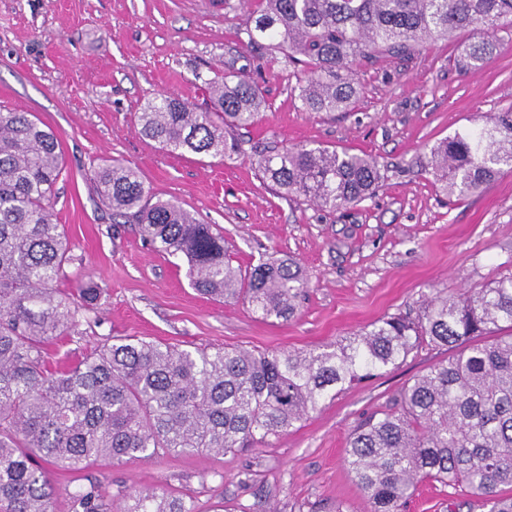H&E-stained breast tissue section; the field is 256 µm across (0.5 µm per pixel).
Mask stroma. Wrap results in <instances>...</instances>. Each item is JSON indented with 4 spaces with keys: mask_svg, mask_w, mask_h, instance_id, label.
Instances as JSON below:
<instances>
[{
    "mask_svg": "<svg viewBox=\"0 0 512 512\" xmlns=\"http://www.w3.org/2000/svg\"><path fill=\"white\" fill-rule=\"evenodd\" d=\"M253 0H0V111L31 112L58 136L65 172L53 201L72 263L63 287L94 280L101 294L78 328L50 352L64 362L113 337L179 348L302 351L335 342L395 313L417 309L433 290L459 295L512 275V172L449 198L423 168L430 146L512 108V26L482 66L463 65L480 30L438 40L409 57L355 64L348 111H303L296 77L278 55L249 48L237 27ZM253 73L267 107L241 150L212 158L170 154L145 137L137 114L168 92L203 105L205 83L228 64ZM324 145L367 155L385 170L372 199L327 212L282 196L253 164L267 147ZM139 172L154 198L172 201L224 236L239 269L273 255L298 259L309 295L288 321L262 320L242 303L199 295L174 258L146 244L135 225L101 202L92 171L112 161ZM452 352L423 345L382 375L345 387L268 445L51 468L56 512L92 477L112 494L167 489L212 512H368L344 464L363 415L391 406L398 390ZM405 512H485L480 502L421 484Z\"/></svg>",
    "mask_w": 512,
    "mask_h": 512,
    "instance_id": "obj_1",
    "label": "stroma"
}]
</instances>
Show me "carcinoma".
<instances>
[{
  "instance_id": "cac0c4a2",
  "label": "carcinoma",
  "mask_w": 512,
  "mask_h": 512,
  "mask_svg": "<svg viewBox=\"0 0 512 512\" xmlns=\"http://www.w3.org/2000/svg\"><path fill=\"white\" fill-rule=\"evenodd\" d=\"M240 42L282 54L299 68L307 112H345L357 94L353 65L411 56L477 25L472 66L493 54L512 0H258ZM266 108L258 82L230 67L210 82L201 110L160 94L139 113L142 133L169 152L223 156L235 132ZM278 193L338 211L374 197L375 159L327 147L271 150L254 162ZM512 171V108L432 145L425 172L448 195L480 190ZM65 171L57 135L29 112H0V512H53L41 463L82 471L165 454L249 451L302 422L332 392L395 367L417 346L451 358L407 382L392 407L348 437L345 465L369 512H402L423 482L467 490L487 512H512V277L464 296L437 292L415 314L383 317L306 351L180 349L115 339L65 366L50 345L77 326L98 296L84 282L58 288L71 262L54 223V188ZM112 214L134 224L155 251L178 258L201 295L241 302L264 320L294 318L309 288L295 259L247 272L224 260V235L169 201H152L139 173L117 161L91 175ZM68 512H112L97 480L68 494ZM117 512H198L192 497L129 491Z\"/></svg>"
}]
</instances>
